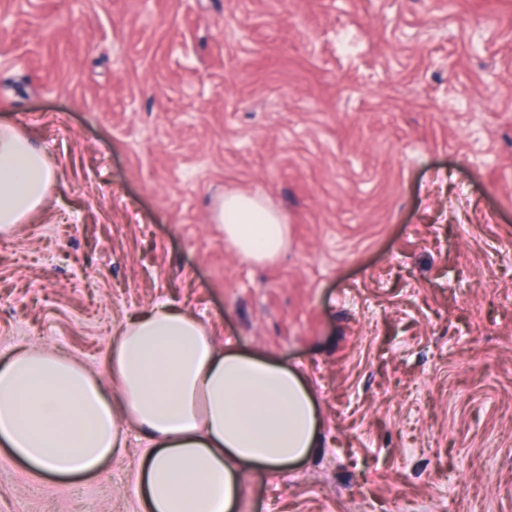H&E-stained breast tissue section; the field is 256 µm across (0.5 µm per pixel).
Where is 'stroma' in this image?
Wrapping results in <instances>:
<instances>
[{"label": "stroma", "instance_id": "obj_1", "mask_svg": "<svg viewBox=\"0 0 512 512\" xmlns=\"http://www.w3.org/2000/svg\"><path fill=\"white\" fill-rule=\"evenodd\" d=\"M0 123L57 176L0 235V352L97 370L167 300L315 390L317 448L240 512H512V0H0ZM144 446L69 478L0 447V512H141ZM216 221L224 227L225 239L246 259L270 260L288 245L287 225L256 197L225 194Z\"/></svg>", "mask_w": 512, "mask_h": 512}]
</instances>
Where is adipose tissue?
I'll list each match as a JSON object with an SVG mask.
<instances>
[{"label": "adipose tissue", "instance_id": "adipose-tissue-1", "mask_svg": "<svg viewBox=\"0 0 512 512\" xmlns=\"http://www.w3.org/2000/svg\"><path fill=\"white\" fill-rule=\"evenodd\" d=\"M55 182L44 153L0 125V233L42 206ZM216 220L256 262L288 244V227L258 198L226 194ZM106 378L56 353L0 358V446L60 477L101 472L127 447L124 421L145 434L142 512H238L246 475L306 458L320 420L312 389L277 359L218 348L198 317L159 302L115 336Z\"/></svg>", "mask_w": 512, "mask_h": 512}]
</instances>
